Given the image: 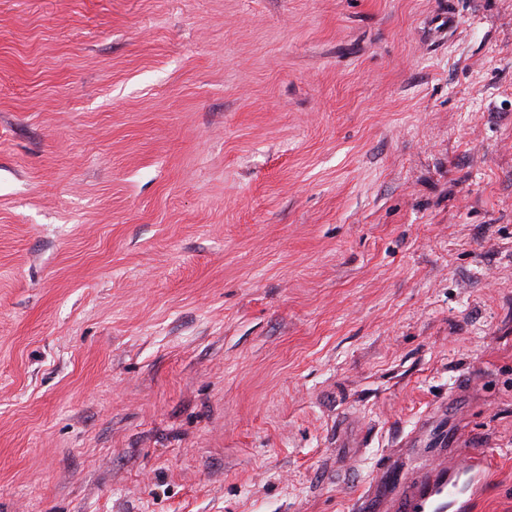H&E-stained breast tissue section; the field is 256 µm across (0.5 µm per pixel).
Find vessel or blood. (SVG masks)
Wrapping results in <instances>:
<instances>
[{"instance_id": "vessel-or-blood-1", "label": "vessel or blood", "mask_w": 512, "mask_h": 512, "mask_svg": "<svg viewBox=\"0 0 512 512\" xmlns=\"http://www.w3.org/2000/svg\"><path fill=\"white\" fill-rule=\"evenodd\" d=\"M412 444L387 454L372 481L351 501L352 512H471L492 479L485 452L460 459L440 446L429 462L413 466Z\"/></svg>"}]
</instances>
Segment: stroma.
<instances>
[{"label": "stroma", "mask_w": 512, "mask_h": 512, "mask_svg": "<svg viewBox=\"0 0 512 512\" xmlns=\"http://www.w3.org/2000/svg\"><path fill=\"white\" fill-rule=\"evenodd\" d=\"M442 401L512 512V0H0V512H349Z\"/></svg>", "instance_id": "1"}]
</instances>
